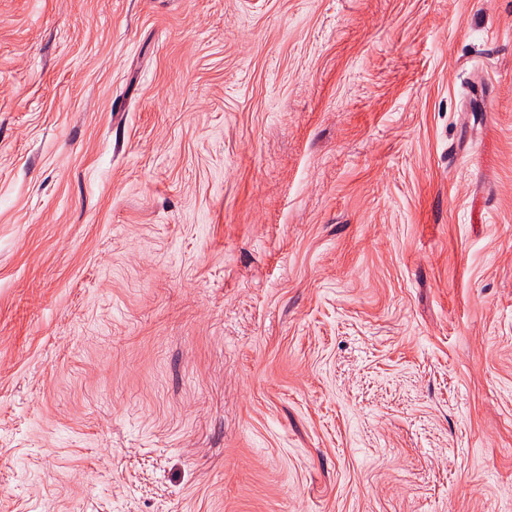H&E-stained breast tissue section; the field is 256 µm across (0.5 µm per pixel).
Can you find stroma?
Listing matches in <instances>:
<instances>
[{
  "label": "stroma",
  "instance_id": "obj_1",
  "mask_svg": "<svg viewBox=\"0 0 512 512\" xmlns=\"http://www.w3.org/2000/svg\"><path fill=\"white\" fill-rule=\"evenodd\" d=\"M0 512H512V0H0Z\"/></svg>",
  "mask_w": 512,
  "mask_h": 512
}]
</instances>
